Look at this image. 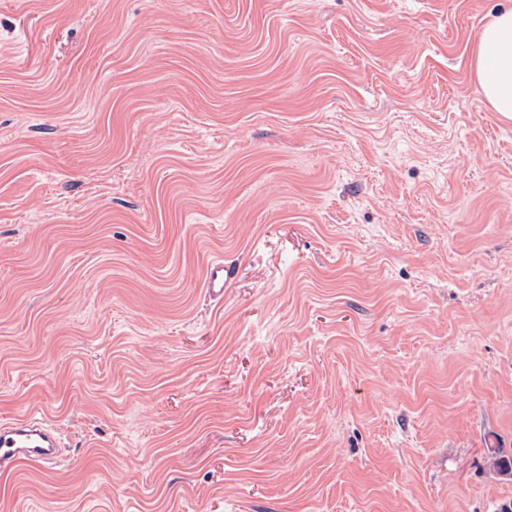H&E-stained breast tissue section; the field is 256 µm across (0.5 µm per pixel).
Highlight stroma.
<instances>
[{"mask_svg":"<svg viewBox=\"0 0 512 512\" xmlns=\"http://www.w3.org/2000/svg\"><path fill=\"white\" fill-rule=\"evenodd\" d=\"M508 7L0 0V422L62 442L0 512L512 499ZM475 74L495 112L512 119V10L491 16L474 47ZM230 279V267L224 266V260L212 261L208 266L205 278V288H207L208 296L213 300H222L224 298V286Z\"/></svg>","mask_w":512,"mask_h":512,"instance_id":"1","label":"stroma"}]
</instances>
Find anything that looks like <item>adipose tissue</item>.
Wrapping results in <instances>:
<instances>
[{
	"instance_id": "1",
	"label": "adipose tissue",
	"mask_w": 512,
	"mask_h": 512,
	"mask_svg": "<svg viewBox=\"0 0 512 512\" xmlns=\"http://www.w3.org/2000/svg\"><path fill=\"white\" fill-rule=\"evenodd\" d=\"M475 74L495 112L512 119V10L491 16L474 47Z\"/></svg>"
}]
</instances>
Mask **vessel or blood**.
Listing matches in <instances>:
<instances>
[{"mask_svg":"<svg viewBox=\"0 0 512 512\" xmlns=\"http://www.w3.org/2000/svg\"><path fill=\"white\" fill-rule=\"evenodd\" d=\"M231 271L223 260L212 261L207 269L205 286L211 299H223L224 287ZM60 436L46 420L33 415L0 424V470L8 471L24 462L57 461Z\"/></svg>","mask_w":512,"mask_h":512,"instance_id":"obj_1","label":"vessel or blood"}]
</instances>
